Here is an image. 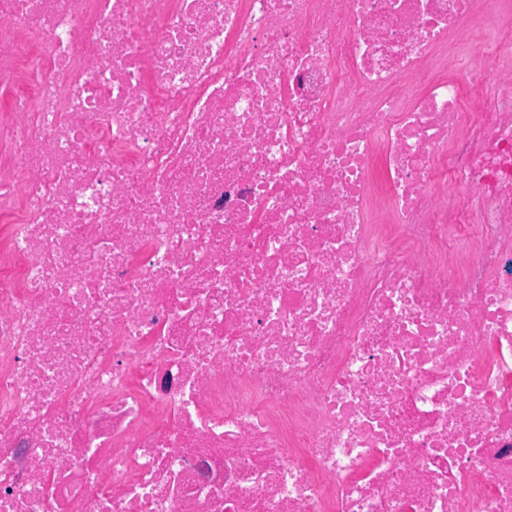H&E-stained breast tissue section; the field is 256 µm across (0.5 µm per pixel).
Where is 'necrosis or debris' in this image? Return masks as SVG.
Instances as JSON below:
<instances>
[{
    "instance_id": "4bbe7bcc",
    "label": "necrosis or debris",
    "mask_w": 512,
    "mask_h": 512,
    "mask_svg": "<svg viewBox=\"0 0 512 512\" xmlns=\"http://www.w3.org/2000/svg\"><path fill=\"white\" fill-rule=\"evenodd\" d=\"M504 4L0 0V512H512ZM499 23L494 16L480 18L473 29L469 30L463 37H474L486 44L494 43L499 35Z\"/></svg>"
}]
</instances>
